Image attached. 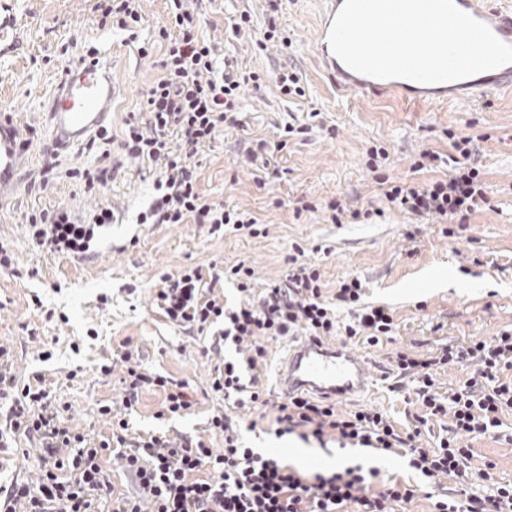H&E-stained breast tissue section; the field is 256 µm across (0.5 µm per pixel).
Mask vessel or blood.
Wrapping results in <instances>:
<instances>
[{"label": "vessel or blood", "mask_w": 512, "mask_h": 512, "mask_svg": "<svg viewBox=\"0 0 512 512\" xmlns=\"http://www.w3.org/2000/svg\"><path fill=\"white\" fill-rule=\"evenodd\" d=\"M316 55L335 87L376 97L392 96L413 104L465 103L494 91H512V64L469 78L442 84H421L408 79H374L344 65L327 42L331 24L344 0H323ZM456 6L487 24L504 43L512 44V4L501 0H455ZM112 50L104 48L97 62L67 71L48 95L51 147L63 149L93 136L112 119L116 90L112 84ZM30 146L21 134L15 112L0 109V201L20 188L18 175L25 167ZM376 381L366 358L344 343L315 337L296 339L289 345L279 372L278 390L290 398L312 393L323 398L344 399L370 390Z\"/></svg>", "instance_id": "vessel-or-blood-1"}]
</instances>
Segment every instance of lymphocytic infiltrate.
Instances as JSON below:
<instances>
[{"mask_svg": "<svg viewBox=\"0 0 512 512\" xmlns=\"http://www.w3.org/2000/svg\"><path fill=\"white\" fill-rule=\"evenodd\" d=\"M142 0H97L94 21L98 28L112 27L149 54L140 42L145 22ZM200 0H169L167 19L157 31L165 46L159 62L162 74L143 93L138 111L128 113L120 143L109 130H101L95 164L74 168L70 177L84 184L86 193L104 194L115 180L123 159L151 166L157 191L148 209L139 215L143 224H198L216 233L226 225L251 228L257 219L236 206L208 201L198 184L194 157L212 142L220 127L238 125L241 91L258 83V73L237 60L221 58L216 45L202 39ZM453 155L422 151L415 170H434L446 162V178L424 185L390 184L386 201L394 208L425 218L466 223L474 213L489 208L483 172L474 157L475 139L453 138ZM120 157H113V149ZM110 203H99L88 222H80L69 207L58 205L29 214L27 233L40 251L80 258L87 254L100 227L113 223ZM287 273L262 288L258 300L235 307L215 294L217 275H204L202 267H184L164 275L153 303L167 321L185 330L214 329L212 352L233 348L234 354L216 368L211 382L224 397L223 412L212 415L211 432L224 436L223 449L198 438L174 441L158 435L127 437L129 423L113 417L110 437L94 442L71 427L61 426L63 405L51 399L46 387L20 384L13 371V351L0 343V449L11 448L18 437L31 446L23 458H34V481L0 485V512H99L97 504L111 498V512H396L398 502L414 496L400 484H379L377 469L348 467L329 473L307 474L240 443L242 412L262 402L258 390L260 371L267 357L265 339L302 331L306 335H335L336 311L344 307L354 319L345 326L346 337L366 339L370 345L391 338L396 324L381 306L362 302L359 278L342 280L332 298H325L321 272L304 261L305 250L293 244ZM125 368V407L137 402L149 386L162 388V412L171 416L188 411L193 402L185 383L142 370L131 350L116 356ZM451 363L476 365L448 396L435 390L433 372ZM395 367L400 376L416 383L415 394L426 417H450V434L438 447L419 448L414 434H401L376 410L343 413L335 404L307 396L280 402L276 417L278 435L303 429L305 435L389 452L405 449L408 465L425 483L440 475L463 477L472 459L465 441L500 427L501 414L512 410V335L475 339L440 352L417 354L400 351ZM133 472L149 507L115 494L106 458ZM477 479L492 482L491 493L467 494L463 499L436 501L435 512H512V484L493 483L489 468L478 469Z\"/></svg>", "mask_w": 512, "mask_h": 512, "instance_id": "f902f5d3", "label": "lymphocytic infiltrate"}]
</instances>
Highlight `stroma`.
Returning a JSON list of instances; mask_svg holds the SVG:
<instances>
[{
	"mask_svg": "<svg viewBox=\"0 0 512 512\" xmlns=\"http://www.w3.org/2000/svg\"><path fill=\"white\" fill-rule=\"evenodd\" d=\"M94 4L0 0V12L11 17L0 33L10 46L0 56V107L17 112L32 144L29 170L38 169L42 145L51 137L45 90L60 77L65 58L111 44L112 79L120 90L112 105L116 140L127 112L138 108L143 90L161 74L162 46L143 56L125 44L122 34L97 29ZM202 7V36L262 74L265 82L258 89L244 88L241 125L221 128L195 156L200 189L210 200L253 213L263 235L229 226L212 235L196 224L139 223L154 194L153 177L132 164L108 188L120 214L111 227V244L99 246L84 261L33 251L25 229L32 211L64 205L83 215L98 202L65 174L97 160L94 149L75 145L62 154L63 170L52 187L32 195L17 192L0 209V244L14 256L13 270L0 272V342L13 345L19 377L42 374L52 397L70 404V424L93 437L110 435L109 419L99 409L106 404L120 408L124 392L122 371L104 375L99 366L122 342H131L149 373L188 382L196 399L184 415L162 419V388L144 390L128 414L132 434H203L211 414L224 407L222 396L210 389L219 357L205 354L196 332L171 326L155 308L160 278L184 266L213 269L220 277L216 295L234 305L241 296L230 268L243 262L254 269L256 284L273 281L285 271L297 242L306 259L319 266L328 292L346 277H359L364 302L390 309L397 323L392 339L378 345L349 340V347L366 355L379 381L369 396L337 401V408L381 411L399 430L420 429L417 445L437 446L447 434V421L434 418L418 426L423 408L412 388L400 383L392 359L401 349L424 352L512 331V96L492 93L466 105L440 106L345 94L315 62L318 0H285L276 23L289 43L263 51L233 38L228 25L245 10L255 32L263 33L268 21L264 0H204ZM290 68L301 77L304 96H283L276 86L275 74ZM291 120L307 125V133L290 138L277 154L275 173L257 181L243 164L247 150L261 139L278 140ZM452 133L480 136L479 160L492 206L449 237L436 220L389 208L380 182L425 184L443 178L447 167L416 172L412 166L424 150L451 154ZM375 145L388 152L389 161L373 173L366 152ZM356 196L372 207L370 218L331 223L326 203ZM31 329L37 336L33 342L27 339ZM45 351L50 354L46 361L41 358ZM274 415L271 406L253 413L256 427L242 430V443L261 451L283 447V460L298 469H312L313 454L335 459L340 469L376 468L380 481L414 489L407 512H431V498L440 489L461 488L448 479L437 487L422 484L399 452L277 436ZM501 420L499 433L470 440L471 464L493 463L494 479L512 483V444L504 440L512 433V412H504Z\"/></svg>",
	"mask_w": 512,
	"mask_h": 512,
	"instance_id": "35a3bbf8",
	"label": "stroma"
}]
</instances>
